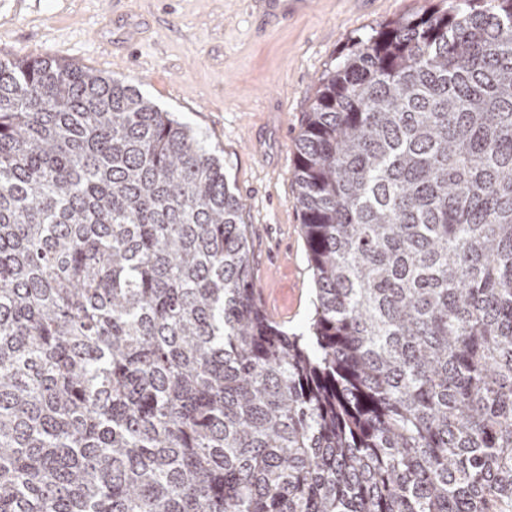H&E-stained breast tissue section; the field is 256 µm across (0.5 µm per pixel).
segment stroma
Returning <instances> with one entry per match:
<instances>
[{
  "instance_id": "stroma-1",
  "label": "stroma",
  "mask_w": 512,
  "mask_h": 512,
  "mask_svg": "<svg viewBox=\"0 0 512 512\" xmlns=\"http://www.w3.org/2000/svg\"><path fill=\"white\" fill-rule=\"evenodd\" d=\"M442 0H310L288 20L253 0H0V58L52 56L135 86L202 133L245 204L258 297L288 332L313 313L293 195L318 80L351 38Z\"/></svg>"
}]
</instances>
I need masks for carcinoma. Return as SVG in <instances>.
I'll list each match as a JSON object with an SVG mask.
<instances>
[{
	"instance_id": "obj_1",
	"label": "carcinoma",
	"mask_w": 512,
	"mask_h": 512,
	"mask_svg": "<svg viewBox=\"0 0 512 512\" xmlns=\"http://www.w3.org/2000/svg\"><path fill=\"white\" fill-rule=\"evenodd\" d=\"M294 190L299 335L204 137L0 58V512H512V0L352 40Z\"/></svg>"
}]
</instances>
